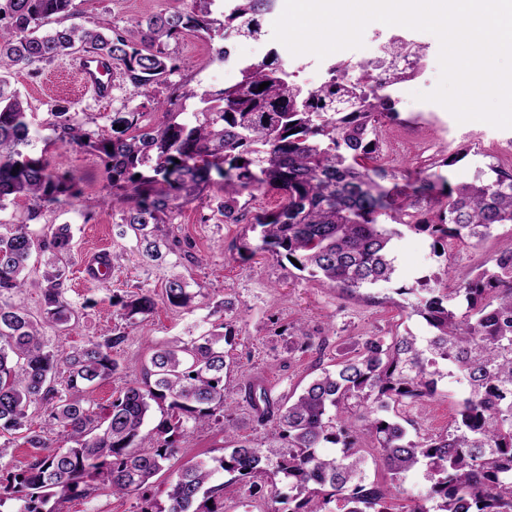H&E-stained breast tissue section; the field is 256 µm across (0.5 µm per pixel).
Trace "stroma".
Returning <instances> with one entry per match:
<instances>
[{
  "label": "stroma",
  "mask_w": 512,
  "mask_h": 512,
  "mask_svg": "<svg viewBox=\"0 0 512 512\" xmlns=\"http://www.w3.org/2000/svg\"><path fill=\"white\" fill-rule=\"evenodd\" d=\"M188 4L189 0H73L69 21L86 28L124 27L133 19L182 10ZM221 45L218 38L186 34L174 47L181 79L198 91L219 90L239 81V69H227L214 61L213 55ZM76 62V56H60L33 70L13 71L11 82L34 113L38 134H45L51 109L65 106L77 113L85 128L111 137L114 115L123 111L129 93L121 87L112 97L100 99L86 89L70 90L65 79L73 75ZM426 62L415 80L401 86L395 100L402 122L392 126L383 149L391 165L416 161L419 148L428 159L449 156L464 148L467 156L439 170L440 175L460 183L471 181L477 169L487 164H512L504 151L507 141L512 140V129H498L480 121L460 124L444 108L432 117L420 113L415 92L434 90L439 78L437 53H428ZM43 159L49 168L67 173L81 191L75 209L48 212L42 218L46 224L71 227L73 249L64 263L63 282L66 296L78 313L73 330L45 328L48 349L65 355L88 342L103 340L115 329L126 330L129 339L117 353L120 370L85 393L86 398L104 407L122 387L142 380L156 347L188 339L205 323L228 320L235 339L229 350L232 365L224 376L227 408L238 438L256 446H267L268 430L252 419L240 389L242 371L262 376L265 387L277 400L303 387L321 368L332 367L348 356L367 337L405 331L425 335V321L402 312L407 298L400 295V288L411 286L421 277L442 273L447 265L455 272L448 285L457 287L460 278L512 248V224L495 226L489 237L474 246L448 240L441 256L434 253L428 235L404 228L391 242L397 268L393 281L353 296L342 295L298 271L286 258L245 253L241 243L252 235L249 225L225 223L217 209L222 194L213 190L184 206L169 224L163 225V234L189 243L190 248L187 253L169 256L166 263L156 264L139 254L134 241L120 236L119 211L103 203L112 188L96 153L52 146ZM104 251L112 257L111 275L104 280L79 282L78 269ZM174 274L184 276L191 288L204 290L189 307H172L163 298L164 285ZM145 291L155 300L152 314L132 322L121 318L118 301L131 300ZM227 299L232 300L234 310L223 319L218 309ZM304 333L321 341L322 349L301 351L298 343ZM441 390V396L425 412L404 408V415L414 418L419 434L441 433L452 425L456 398L450 383H443ZM184 446L192 457L222 455L227 446L223 421L213 420L188 431ZM260 485V491L251 497L240 484L228 483L224 488V512H252L256 506L262 512H288L287 498L271 502L269 478H261Z\"/></svg>",
  "instance_id": "obj_1"
}]
</instances>
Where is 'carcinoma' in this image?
Masks as SVG:
<instances>
[{
  "label": "carcinoma",
  "mask_w": 512,
  "mask_h": 512,
  "mask_svg": "<svg viewBox=\"0 0 512 512\" xmlns=\"http://www.w3.org/2000/svg\"><path fill=\"white\" fill-rule=\"evenodd\" d=\"M213 2L191 0L189 9L123 28L63 25L44 32L49 19L70 15L72 0H0V211L8 201L30 202L24 223L0 225V432L24 431V443L40 450L23 468L0 469V508L18 499L19 512H57L73 497L102 492L136 497L139 512H224V484L215 482L222 473L250 493L257 478L267 476L274 499L277 481L286 483L289 512H391V501L407 493V475L420 472L427 486L411 512H512V250L457 288L443 283L447 266L441 277L398 289L413 297L403 311L421 317L427 334L371 336L297 396L273 402L258 377L242 374L256 422L278 445L238 441L221 456L173 468L184 456L179 438L224 414L225 347L234 336L227 322L155 349L143 381L122 388L100 411L71 397L118 371L112 353L128 333L115 329L64 357L46 350L43 326H64L75 317L59 266L73 235L67 224L40 234L30 225L44 211L70 205L79 191L64 173L28 154L35 148L31 113L10 81L17 66L94 54L112 62L130 96L157 100L162 120H146L143 104L130 107L112 120L110 138L59 108L43 139L46 147L100 155L112 182V208L123 212L119 235L134 237L151 261L182 250L160 225L215 186L224 192L219 209L226 224L243 220V193H281L276 211L250 219L257 242L242 249L293 258L298 271L350 294L393 280L396 224L429 234L435 246L449 239L475 245L494 226L512 224V167L490 164L470 182L435 184L420 170L378 164L386 126L400 121L378 75L398 83L414 76L423 47L396 40L367 65L338 61L314 89L298 82L273 49L243 66L235 84L199 94L174 79L179 66L170 44L187 32L257 39L272 0H227L220 20L212 18ZM264 82L269 86L258 90ZM161 90L166 96L158 100ZM196 96L205 107L191 120H178L182 102ZM35 252L48 255L49 266L40 321L5 300L24 286ZM200 295L180 275L164 285L175 308ZM154 306L145 292L121 302V317L133 321ZM448 378L464 393L453 428L411 438L407 427L415 422L402 417L401 408L425 407ZM33 405L50 407V427H28ZM155 410L161 418L148 430ZM53 426L67 432L71 446L52 447ZM327 444L336 451L322 452ZM370 449L388 474L383 482L367 479ZM161 473L169 478L163 505L152 494Z\"/></svg>",
  "instance_id": "1"
}]
</instances>
